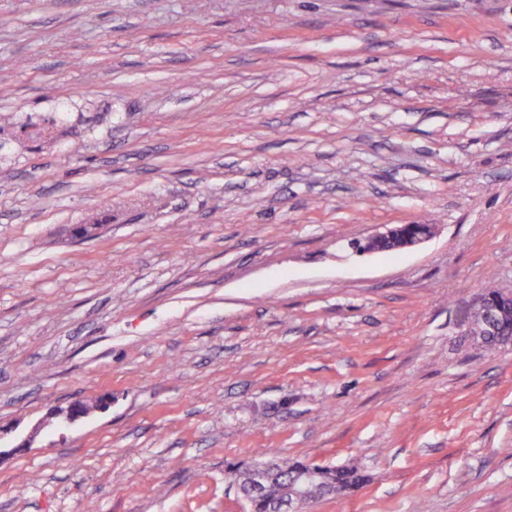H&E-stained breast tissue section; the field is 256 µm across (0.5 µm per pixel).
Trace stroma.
Listing matches in <instances>:
<instances>
[{
  "label": "stroma",
  "mask_w": 512,
  "mask_h": 512,
  "mask_svg": "<svg viewBox=\"0 0 512 512\" xmlns=\"http://www.w3.org/2000/svg\"><path fill=\"white\" fill-rule=\"evenodd\" d=\"M61 103L0 152V512H247L266 452L367 475L303 512H512L463 327L512 289V0H0V113ZM436 233V225L399 224L384 228L364 239L365 248L360 253L382 252L381 246L392 243L395 248L406 249L418 247L430 240Z\"/></svg>",
  "instance_id": "35a3bbf8"
}]
</instances>
